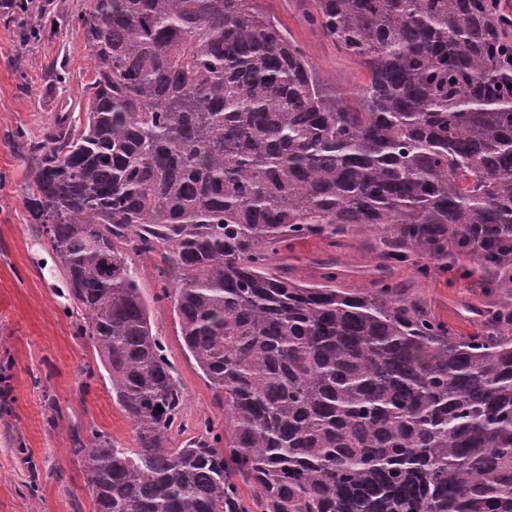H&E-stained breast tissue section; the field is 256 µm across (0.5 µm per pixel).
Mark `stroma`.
I'll use <instances>...</instances> for the list:
<instances>
[{"mask_svg":"<svg viewBox=\"0 0 512 512\" xmlns=\"http://www.w3.org/2000/svg\"><path fill=\"white\" fill-rule=\"evenodd\" d=\"M35 2L56 24L39 41L27 39L15 10L0 7V512H94L82 463L71 450L73 431L95 428L125 448L132 447L134 435L105 381L84 375L96 363L92 345L76 334L67 278L25 205L37 163L29 143L59 134V112H67L72 125L84 120L91 71L76 18L89 2ZM258 3L329 85L347 91L366 81L361 66L306 25L305 0ZM375 254V240L367 235L333 241L310 236L282 245L274 266L313 284L332 265L343 273L339 287L354 290L375 279L392 280L432 316L465 334L478 328L467 303L498 299L490 278L424 275L411 260L382 267ZM156 261L143 255L136 264L153 329L187 398L185 420L193 429L209 419L223 431L213 393L182 346L171 302L161 296Z\"/></svg>","mask_w":512,"mask_h":512,"instance_id":"1","label":"stroma"}]
</instances>
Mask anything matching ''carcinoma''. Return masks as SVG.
Instances as JSON below:
<instances>
[{
  "mask_svg": "<svg viewBox=\"0 0 512 512\" xmlns=\"http://www.w3.org/2000/svg\"><path fill=\"white\" fill-rule=\"evenodd\" d=\"M368 80L327 92L257 0H91L85 121L27 208L135 436L72 437L96 512H512V307L469 336L387 279L273 271L372 234L386 265L456 252L512 296V43L494 0H310ZM156 267L224 416L184 392L132 256ZM252 490L245 498L239 484Z\"/></svg>",
  "mask_w": 512,
  "mask_h": 512,
  "instance_id": "cac0c4a2",
  "label": "carcinoma"
}]
</instances>
